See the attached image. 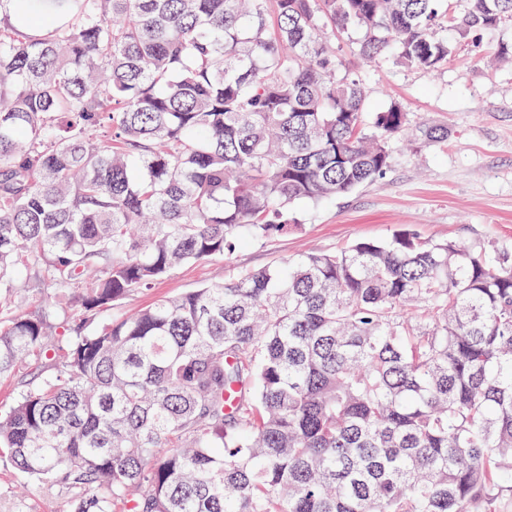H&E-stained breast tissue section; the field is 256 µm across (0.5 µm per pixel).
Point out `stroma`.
Returning a JSON list of instances; mask_svg holds the SVG:
<instances>
[{
	"mask_svg": "<svg viewBox=\"0 0 512 512\" xmlns=\"http://www.w3.org/2000/svg\"><path fill=\"white\" fill-rule=\"evenodd\" d=\"M360 34H337L333 47L347 73L363 82L365 108L397 104L408 135L391 142L392 168L332 201L297 204L287 231L256 241L227 257L182 265L151 288L127 297L122 308L141 309L158 299L218 284L303 253H333L358 240L386 239L403 229L426 242L479 241L512 253V58H482L471 40L454 41L447 65L430 73L390 58L367 62L353 55ZM446 129L434 142L421 125ZM53 289L30 279L6 299L0 315L29 312L53 301ZM46 357L0 375V413L31 384L54 374L60 335ZM57 485L28 477L0 459V512H65Z\"/></svg>",
	"mask_w": 512,
	"mask_h": 512,
	"instance_id": "35a3bbf8",
	"label": "stroma"
}]
</instances>
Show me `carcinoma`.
<instances>
[{
    "mask_svg": "<svg viewBox=\"0 0 512 512\" xmlns=\"http://www.w3.org/2000/svg\"><path fill=\"white\" fill-rule=\"evenodd\" d=\"M0 19V374L66 336L0 457L67 512H496L512 494V258L410 230L222 284L124 298L288 227L392 166L363 60L437 71L512 0H14ZM25 281L24 277L21 281L20 288L10 297L6 299L2 298V317L4 319L17 313L30 312L54 300L57 291L46 287L43 288L33 275L26 283Z\"/></svg>",
    "mask_w": 512,
    "mask_h": 512,
    "instance_id": "carcinoma-1",
    "label": "carcinoma"
}]
</instances>
